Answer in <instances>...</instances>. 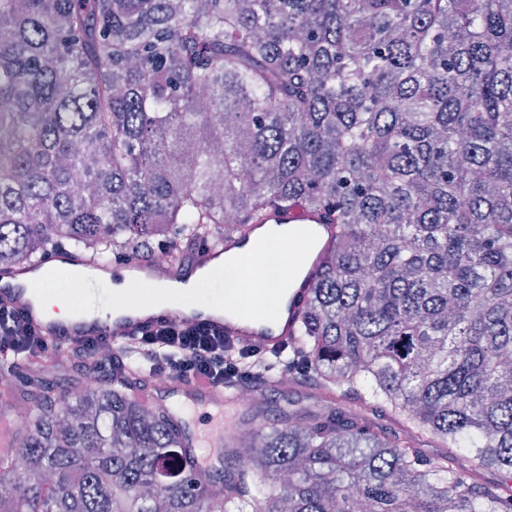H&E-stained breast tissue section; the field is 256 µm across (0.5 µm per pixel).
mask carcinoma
<instances>
[{"instance_id": "obj_1", "label": "carcinoma", "mask_w": 512, "mask_h": 512, "mask_svg": "<svg viewBox=\"0 0 512 512\" xmlns=\"http://www.w3.org/2000/svg\"><path fill=\"white\" fill-rule=\"evenodd\" d=\"M296 207L337 228L288 348L328 409L177 478L136 358L40 383L0 512H512V0H0V268Z\"/></svg>"}]
</instances>
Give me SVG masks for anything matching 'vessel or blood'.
Here are the masks:
<instances>
[{"label":"vessel or blood","mask_w":512,"mask_h":512,"mask_svg":"<svg viewBox=\"0 0 512 512\" xmlns=\"http://www.w3.org/2000/svg\"><path fill=\"white\" fill-rule=\"evenodd\" d=\"M321 222L318 212L310 209L268 210L263 223L249 225L245 235L225 237L222 246H205L194 257L182 263H175L160 270L154 265L138 261L112 262L103 266L97 275L101 282L112 281L121 272L143 270V282L157 285L166 281H177L190 276L194 271H213L217 268V255L234 258L249 252L268 228L289 225H313ZM324 226V241L311 250L294 281L285 292L274 321H256L238 317L213 308L189 309L175 303H163L143 309H122L114 311L110 323H101L96 317L85 313L72 315L69 320L49 318L42 305L36 301L33 290L34 280L25 269L16 267L0 270V301L20 310L45 336L52 339H74L104 336L113 343H120L126 335L150 327L166 318H176L192 324H202L224 333L227 339L267 350L279 348L291 342L300 319L301 308L308 299L314 276L327 258L336 234L335 225ZM89 259L81 253L70 250L56 252L50 259L42 261L46 271L60 270L79 272L89 266ZM172 396L178 397L183 407L201 412L207 421L224 414V391L220 388L193 383L174 382ZM187 443L194 453V462L206 467L224 456V429L215 427L208 437L197 432L187 434Z\"/></svg>","instance_id":"obj_1"}]
</instances>
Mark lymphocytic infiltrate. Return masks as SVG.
<instances>
[{
  "instance_id": "lymphocytic-infiltrate-1",
  "label": "lymphocytic infiltrate",
  "mask_w": 512,
  "mask_h": 512,
  "mask_svg": "<svg viewBox=\"0 0 512 512\" xmlns=\"http://www.w3.org/2000/svg\"><path fill=\"white\" fill-rule=\"evenodd\" d=\"M63 348L69 352L72 367L101 378L111 375L127 355L134 354L149 366L142 377L146 384L165 375L185 382L216 387L235 385L255 391L265 384L263 370L269 359L268 352L260 348L240 346L207 326L187 325L174 319L141 330L115 348L104 337L52 340L20 311L0 302V354L12 355L22 368L41 373ZM106 348L112 351L107 360L102 357Z\"/></svg>"
}]
</instances>
